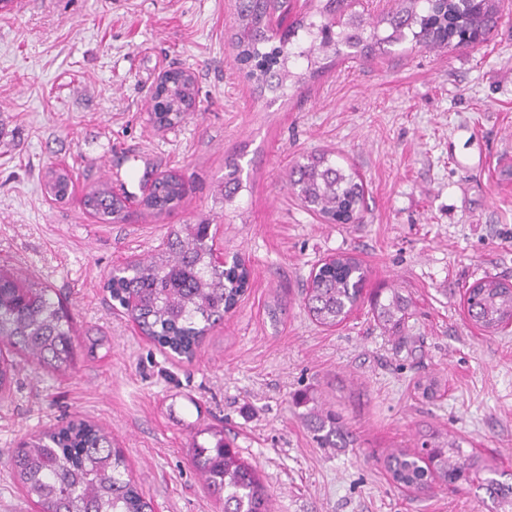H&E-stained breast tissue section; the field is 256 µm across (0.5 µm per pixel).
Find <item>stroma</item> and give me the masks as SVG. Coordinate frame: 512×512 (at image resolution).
Returning <instances> with one entry per match:
<instances>
[{"mask_svg": "<svg viewBox=\"0 0 512 512\" xmlns=\"http://www.w3.org/2000/svg\"><path fill=\"white\" fill-rule=\"evenodd\" d=\"M237 26L236 0H26L0 12V264L48 283L81 322V345L99 342L64 375L14 354L0 512H40L10 460L30 435L73 420L114 437L155 512H222L190 461L207 426L257 467L272 512H491L465 483L402 492L384 456L416 448L421 431H449L512 474V326L485 333L463 307L483 277L512 284V0L474 47L327 52L291 62L301 82L274 92L236 61ZM171 68L192 72L196 110L159 130L149 92ZM320 151L363 180L359 223H328L290 191L291 165ZM230 164L240 187L227 200L218 185ZM52 166L73 174L60 202L45 189ZM170 171L185 197L145 216L144 193ZM100 181L124 187L125 221L85 213ZM203 220L215 251L250 276L188 360L143 336L103 284ZM340 254L367 269L366 294L394 286L412 298L397 331L367 301L334 327L308 314L311 272ZM430 376L443 388L428 400L415 385ZM303 392L340 414L347 447H319L294 404Z\"/></svg>", "mask_w": 512, "mask_h": 512, "instance_id": "stroma-1", "label": "stroma"}]
</instances>
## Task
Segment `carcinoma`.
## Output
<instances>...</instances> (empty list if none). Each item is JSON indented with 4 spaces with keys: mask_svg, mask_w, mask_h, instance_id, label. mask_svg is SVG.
I'll return each mask as SVG.
<instances>
[{
    "mask_svg": "<svg viewBox=\"0 0 512 512\" xmlns=\"http://www.w3.org/2000/svg\"><path fill=\"white\" fill-rule=\"evenodd\" d=\"M402 7L380 22L391 29L388 43L407 39L425 48L451 43L465 46L469 36H482L494 18L492 0H401ZM269 0H239V28L234 34L236 60L251 66L260 88L275 91L295 75L290 57L312 60L316 52L344 45L372 52L376 34L366 18L349 14L336 23L331 16L343 11L345 0H326L317 10L324 21L293 22L278 45L268 52L259 46L272 41L267 35ZM339 31H333L334 27ZM197 94L194 78L174 87L166 111L151 102L154 123L171 127L188 114L181 102ZM70 177L65 169L51 168L46 187L55 200L68 195ZM290 186L301 202L329 221L348 224L357 219L365 189L360 176L336 164L326 152L310 153L290 172ZM184 197V180L176 172L155 179L141 206L159 216ZM82 204L104 223L127 216V197L108 182L92 185ZM211 225L185 224L173 230L165 247L147 260L116 267L103 288L125 311L140 332L159 346L193 359L204 336L224 322L244 294L249 272L237 258L216 262ZM367 271L353 256L342 254L322 265L311 277L304 298L308 313L319 324L334 327L352 313L363 295ZM372 311L384 328H394L409 316L410 296L400 288L377 292ZM464 308L480 330L498 332L512 324V285L494 277L467 289ZM79 328L76 317L43 283L19 269L0 267V346L23 354L37 369L68 372L77 363ZM14 364L0 356V396L10 394ZM302 393L296 406H311L309 419L322 448H344L349 433L333 410L314 405ZM190 453L207 489L224 503V512H270V495L257 470L243 460L224 430L209 427L195 433ZM386 472L400 488L424 494L440 481L458 482L484 491L496 512H512V481H502L497 464L462 448V440L428 432L414 450L394 449L386 457ZM11 469L26 495L41 512H153L151 501L137 489L121 449L103 429L86 421L48 429L25 440L13 455Z\"/></svg>",
    "mask_w": 512,
    "mask_h": 512,
    "instance_id": "1",
    "label": "carcinoma"
}]
</instances>
